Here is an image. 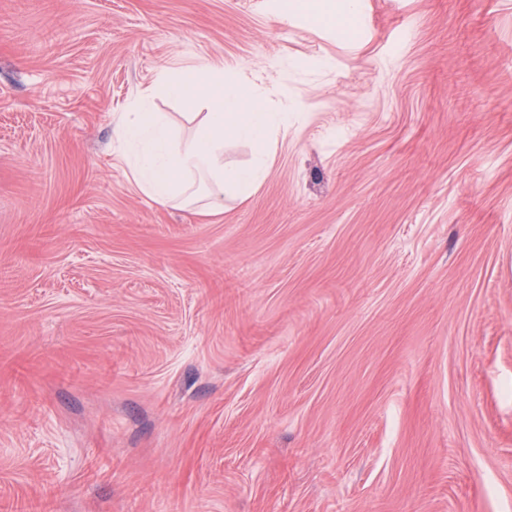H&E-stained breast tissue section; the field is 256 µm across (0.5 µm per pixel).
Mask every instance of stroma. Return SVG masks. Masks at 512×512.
<instances>
[{
	"label": "stroma",
	"mask_w": 512,
	"mask_h": 512,
	"mask_svg": "<svg viewBox=\"0 0 512 512\" xmlns=\"http://www.w3.org/2000/svg\"><path fill=\"white\" fill-rule=\"evenodd\" d=\"M0 0V512H512V0ZM207 60L288 124L210 218L113 116ZM283 7L288 12L302 10L314 18L328 16L337 21L340 33L348 34L355 28L360 12L359 0H285Z\"/></svg>",
	"instance_id": "stroma-1"
}]
</instances>
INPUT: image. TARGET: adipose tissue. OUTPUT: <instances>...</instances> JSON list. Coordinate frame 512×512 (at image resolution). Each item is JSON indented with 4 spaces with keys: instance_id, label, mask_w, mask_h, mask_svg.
I'll return each instance as SVG.
<instances>
[{
    "instance_id": "adipose-tissue-1",
    "label": "adipose tissue",
    "mask_w": 512,
    "mask_h": 512,
    "mask_svg": "<svg viewBox=\"0 0 512 512\" xmlns=\"http://www.w3.org/2000/svg\"><path fill=\"white\" fill-rule=\"evenodd\" d=\"M288 11L330 17L341 33L354 30L360 0H284ZM190 105V127L155 111L157 96ZM286 122L247 88L225 81L223 71L199 62L187 68H161L151 86L118 117L115 147L137 190L162 207H195L206 215L223 213L225 201L251 196L268 173L272 132ZM249 144L252 159L239 166L224 163L226 138Z\"/></svg>"
}]
</instances>
